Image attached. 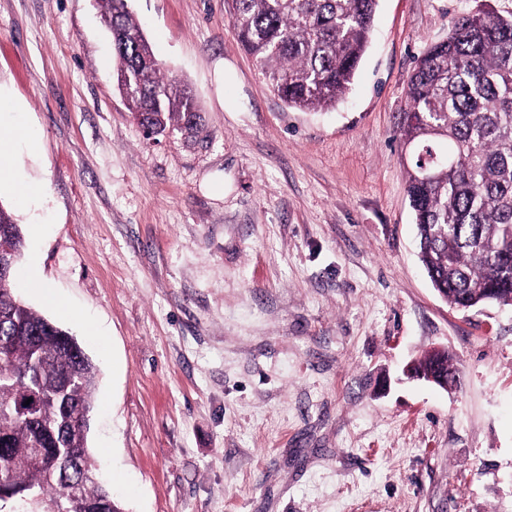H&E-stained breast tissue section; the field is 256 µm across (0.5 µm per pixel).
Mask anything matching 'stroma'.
<instances>
[{
	"label": "stroma",
	"instance_id": "35a3bbf8",
	"mask_svg": "<svg viewBox=\"0 0 512 512\" xmlns=\"http://www.w3.org/2000/svg\"><path fill=\"white\" fill-rule=\"evenodd\" d=\"M378 0L336 108L289 107L224 0H129L201 131L146 138L94 0H0V184L100 367L88 446L125 512H512V308L453 310L418 258L399 133L461 12ZM448 349L446 391L406 367Z\"/></svg>",
	"mask_w": 512,
	"mask_h": 512
}]
</instances>
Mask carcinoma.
Returning <instances> with one entry per match:
<instances>
[{
  "instance_id": "1",
  "label": "carcinoma",
  "mask_w": 512,
  "mask_h": 512,
  "mask_svg": "<svg viewBox=\"0 0 512 512\" xmlns=\"http://www.w3.org/2000/svg\"><path fill=\"white\" fill-rule=\"evenodd\" d=\"M112 22L117 89L139 124L191 133L198 114L164 75L124 0H97ZM244 49L273 91L301 110L336 106L368 48L377 0H224ZM401 136L413 154L406 191L419 259L448 305L512 307V17L462 14L418 58ZM434 176L421 178L422 165ZM0 240L13 244L0 277V506L9 512H124L99 479L87 445L98 369L77 339L17 298L22 228L0 205ZM415 370L453 387L447 352ZM30 404H25V401Z\"/></svg>"
}]
</instances>
